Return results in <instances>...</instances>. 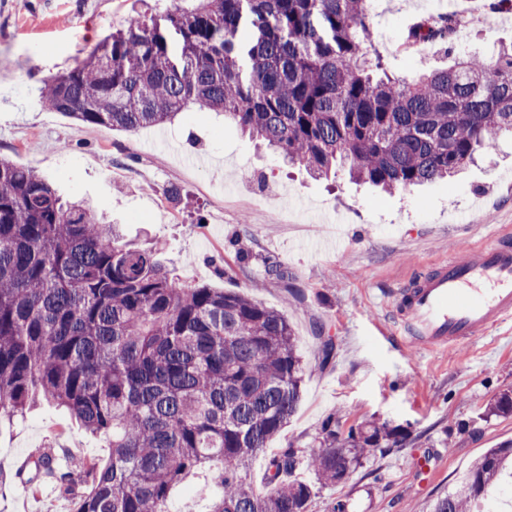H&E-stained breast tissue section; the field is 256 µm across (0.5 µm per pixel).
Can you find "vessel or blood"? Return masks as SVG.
Segmentation results:
<instances>
[{
  "mask_svg": "<svg viewBox=\"0 0 512 512\" xmlns=\"http://www.w3.org/2000/svg\"><path fill=\"white\" fill-rule=\"evenodd\" d=\"M398 334L430 351L471 345L512 321V241L470 250L415 275L389 304Z\"/></svg>",
  "mask_w": 512,
  "mask_h": 512,
  "instance_id": "1",
  "label": "vessel or blood"
}]
</instances>
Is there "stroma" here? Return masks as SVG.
I'll list each match as a JSON object with an SVG mask.
<instances>
[{
	"label": "stroma",
	"instance_id": "35a3bbf8",
	"mask_svg": "<svg viewBox=\"0 0 512 512\" xmlns=\"http://www.w3.org/2000/svg\"><path fill=\"white\" fill-rule=\"evenodd\" d=\"M441 0H378L372 39L392 72L443 63L436 48H406L403 35ZM170 0H0V158L34 167L64 198H86L125 240H154L184 282L242 292L285 311L306 366L296 414L248 476L263 487L272 454L313 446L328 416L340 432L385 419L407 435L363 461L342 484L317 489L310 512H427L486 449L512 439V416L483 418L486 400L512 387V330L436 353L394 337L388 297L420 267L464 259L469 248L512 233V140L460 176L386 194L345 175L326 180L243 137L222 115L191 107L173 122L133 133L87 129L48 109L50 76L84 60L127 17L165 14ZM502 11L460 44L488 53L512 42ZM253 253L239 266L237 249ZM275 258L291 288L272 284ZM322 324L336 350L323 361ZM53 448L68 458L108 451L62 409L45 404L0 427V512H71L59 493L32 496L20 461ZM202 474L171 492V512H207Z\"/></svg>",
	"mask_w": 512,
	"mask_h": 512
}]
</instances>
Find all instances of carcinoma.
I'll list each match as a JSON object with an SVG mask.
<instances>
[{"label":"carcinoma","mask_w":512,"mask_h":512,"mask_svg":"<svg viewBox=\"0 0 512 512\" xmlns=\"http://www.w3.org/2000/svg\"><path fill=\"white\" fill-rule=\"evenodd\" d=\"M373 0H176L130 16L85 60L51 79L47 105L89 127L129 132L184 109L220 112L249 138L319 177L343 172L392 194L452 177L512 134V46L454 48L460 16L420 18L409 46L454 51L409 78L370 39ZM181 37L169 47V31ZM159 247L131 248L85 200L63 201L32 167L0 158V423L41 402L109 448L55 482L72 512H170L173 485L207 471L209 512H308L404 439L387 421L336 429L269 461L271 489L247 472L297 410L305 376L288 315L251 297L183 282ZM512 415V389L484 416ZM54 449L28 464L40 489ZM307 471L310 481L301 477ZM512 476V440L487 449L429 512H473Z\"/></svg>","instance_id":"carcinoma-1"}]
</instances>
